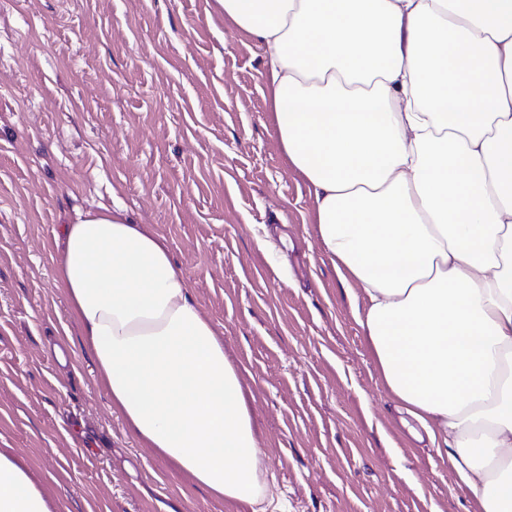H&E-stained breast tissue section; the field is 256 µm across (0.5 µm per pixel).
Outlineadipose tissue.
Instances as JSON below:
<instances>
[{
	"label": "adipose tissue",
	"instance_id": "1",
	"mask_svg": "<svg viewBox=\"0 0 512 512\" xmlns=\"http://www.w3.org/2000/svg\"><path fill=\"white\" fill-rule=\"evenodd\" d=\"M265 48L287 161L367 296L385 384L481 512H512V0H216ZM57 277L129 433L213 497L275 491L239 368L166 241L119 206L63 228ZM0 512H54L0 451Z\"/></svg>",
	"mask_w": 512,
	"mask_h": 512
}]
</instances>
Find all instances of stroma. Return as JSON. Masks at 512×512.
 <instances>
[{
	"mask_svg": "<svg viewBox=\"0 0 512 512\" xmlns=\"http://www.w3.org/2000/svg\"><path fill=\"white\" fill-rule=\"evenodd\" d=\"M263 57L215 0H0V449L56 512H251L185 485L96 380L59 235L117 204L167 241L243 366L285 512H473L378 372Z\"/></svg>",
	"mask_w": 512,
	"mask_h": 512,
	"instance_id": "stroma-1",
	"label": "stroma"
}]
</instances>
